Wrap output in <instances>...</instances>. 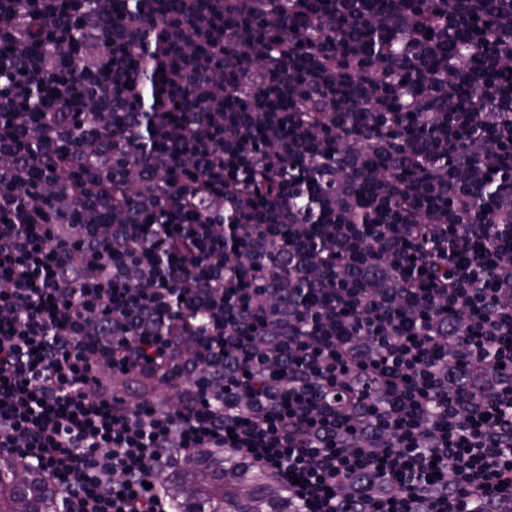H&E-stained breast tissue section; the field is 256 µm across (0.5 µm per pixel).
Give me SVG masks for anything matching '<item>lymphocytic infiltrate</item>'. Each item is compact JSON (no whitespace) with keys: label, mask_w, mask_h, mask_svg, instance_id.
Returning a JSON list of instances; mask_svg holds the SVG:
<instances>
[{"label":"lymphocytic infiltrate","mask_w":512,"mask_h":512,"mask_svg":"<svg viewBox=\"0 0 512 512\" xmlns=\"http://www.w3.org/2000/svg\"><path fill=\"white\" fill-rule=\"evenodd\" d=\"M266 2L210 0L200 12L193 0L176 10L155 0L127 24L111 21L112 0L90 12L81 0H0L10 67L53 82L36 126L19 96H0V457L37 470L62 512H169L163 470L202 448L249 458L299 512H512V195L473 224L446 208L512 166V136L472 146L432 185L397 173L413 155L454 150L470 126L493 128L502 96L488 73L512 68V15L484 69L457 62L467 82L442 74L430 89L452 101L476 89L487 111L432 115L427 139L336 126L351 81L371 93L376 122L390 91L376 69L328 68L330 42L305 32L312 101L342 142L340 168L324 172L330 219L314 225L286 181L264 194V220L249 217L238 114L269 85L292 98L299 84L287 43L267 37L280 19ZM236 9L264 26L228 51L224 20ZM22 16L49 19L54 34L80 23L76 60L30 55ZM127 46L135 56L117 63ZM158 67L166 105L156 145L141 151L124 86ZM88 83L96 124L79 139L73 100ZM186 90L201 106L182 104ZM263 127L270 174L323 136L284 132L277 112ZM61 150L66 175L42 180L37 158ZM199 161L208 175L197 186L187 175ZM364 181L377 189L361 204ZM116 182L133 202L98 223ZM363 207L381 223H359ZM160 212L172 223H149ZM218 213L242 221L219 224ZM185 214L191 225L179 224ZM234 273L247 303L224 292Z\"/></svg>","instance_id":"obj_1"}]
</instances>
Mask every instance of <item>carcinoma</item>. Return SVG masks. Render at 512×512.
<instances>
[{
    "instance_id": "obj_1",
    "label": "carcinoma",
    "mask_w": 512,
    "mask_h": 512,
    "mask_svg": "<svg viewBox=\"0 0 512 512\" xmlns=\"http://www.w3.org/2000/svg\"><path fill=\"white\" fill-rule=\"evenodd\" d=\"M334 0H294V8L283 12L282 29L288 37L311 26L326 22ZM415 18L424 39L423 60L417 64L405 61V65L383 73V80L395 85L397 95L388 104L386 111L393 115L391 122L376 127L365 126L366 117L373 102L357 84L347 88L340 99L336 123L352 125L368 137H397L414 135L427 138L431 134L425 120L424 108L417 102L425 99L431 80L438 75L443 61L464 60L477 65L495 52L494 31L498 14L504 0H484L480 18L471 26L447 28L448 11L453 0H412ZM152 7V0H112L111 20L124 22L137 17ZM260 25L257 18L243 15L224 24V48L238 46L235 35L241 23ZM49 21H32L27 24V34L32 52L37 54L69 53V45L81 41L80 27H73L66 41H51L45 29ZM432 33H427V30ZM336 66L354 70L363 65L379 66L384 55L399 51L398 31L389 28L362 33L344 26H336L333 39ZM296 61L301 71H307V59L314 45L295 40ZM163 73L160 70L139 84L137 99L139 108H148L141 113L144 120L140 139L145 147L153 141L150 126L151 112L162 103ZM269 101L259 97L250 103L244 113L246 134L253 140V150H261L265 132L261 115L270 111ZM341 144L338 141L324 143L308 168L303 191L298 201L308 224H319L322 211L319 204L328 188L318 177L327 166L339 164ZM451 155L423 156L408 163L404 173L419 174L430 178L435 169L448 167ZM15 466L9 459L0 458V512H57L58 499L46 480L36 472L24 476L14 475ZM162 480L172 497L184 505L183 512H297V505L288 498V493L264 470L250 460L237 455H223L210 448L195 453L188 464L175 462L162 474Z\"/></svg>"
}]
</instances>
